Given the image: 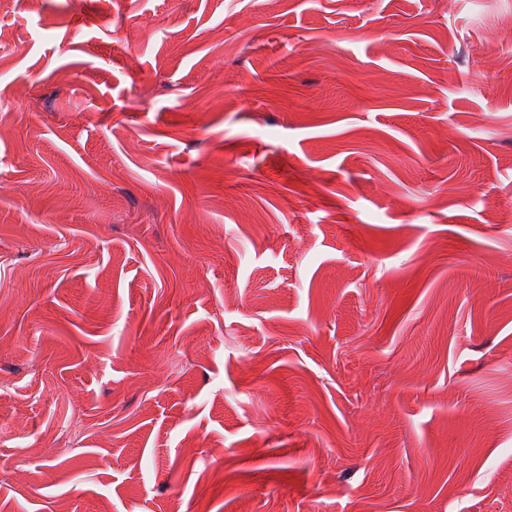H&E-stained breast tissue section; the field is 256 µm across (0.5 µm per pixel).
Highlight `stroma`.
<instances>
[{
	"mask_svg": "<svg viewBox=\"0 0 512 512\" xmlns=\"http://www.w3.org/2000/svg\"><path fill=\"white\" fill-rule=\"evenodd\" d=\"M512 0L0 5V512H512Z\"/></svg>",
	"mask_w": 512,
	"mask_h": 512,
	"instance_id": "stroma-1",
	"label": "stroma"
}]
</instances>
